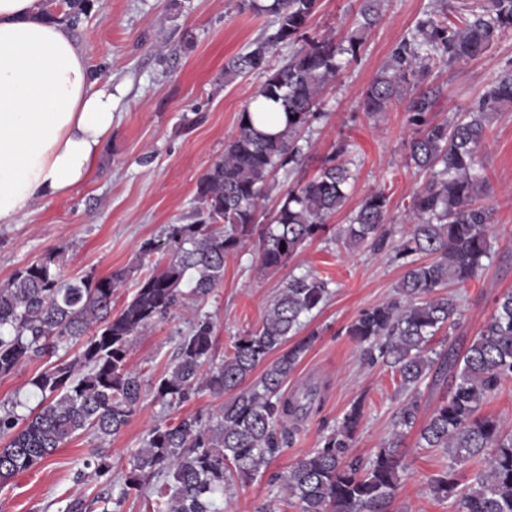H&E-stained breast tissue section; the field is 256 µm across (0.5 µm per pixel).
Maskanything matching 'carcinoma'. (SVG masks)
I'll return each instance as SVG.
<instances>
[{"instance_id": "obj_1", "label": "carcinoma", "mask_w": 512, "mask_h": 512, "mask_svg": "<svg viewBox=\"0 0 512 512\" xmlns=\"http://www.w3.org/2000/svg\"><path fill=\"white\" fill-rule=\"evenodd\" d=\"M381 0H363L350 33L338 42L326 35L307 36L317 0H241L240 8L275 17V31L224 66L226 82L243 73L265 80L255 97L280 105L285 128L257 129L268 116L247 103L238 132L224 156L198 179L194 221L169 225L165 239H148L140 252L171 251L169 263L142 277L130 301L116 314L112 297L131 274L129 269L102 277L61 279L57 254L48 253L17 271L0 287V376L19 365L58 351L73 352L31 379L41 396L26 415L17 405L0 409V486L43 465L64 444L92 432L105 440L119 434L143 399L140 375L130 367L133 340L190 295L205 300L224 279V258L255 243L261 271L288 266L303 246L329 231L326 221L343 205L351 172L340 145L309 178L281 198L267 224L257 220L259 201L269 178L302 159L299 133L317 116L320 95L330 80L358 57L366 36L380 19ZM512 30V0H486L480 10L451 21L443 12L420 21L411 37L392 51L387 64L362 94L361 107L379 116L395 103H406L408 122L418 137L410 160L432 174L410 200L409 237L397 249L405 272L396 297L363 311L347 328L367 358L399 376L407 393L394 415V432L367 465L351 455L362 417V403L351 405L342 421L321 437L318 446L276 475L298 512H395L405 437L417 431L418 447L441 448L448 468L429 479L430 492L450 501L456 512H512V433L503 421L481 414L485 401L512 381V292L501 296L492 317L460 352L428 348L433 336L455 324L457 306L440 293L451 283L474 279L491 256L490 210L481 204L488 178L476 168V154L492 115L512 106V75L492 84L477 106L452 122L435 121V95L420 88L430 64L448 66L479 57L504 32ZM303 42L286 62L273 68L270 57L280 44ZM388 196L369 193L336 233L350 247L383 246ZM432 256L429 262L413 259ZM189 285V291L182 289ZM329 282L312 274L291 275L270 302L261 324L238 337L231 354L212 361V328L203 318L181 337L176 356L153 383L161 399L181 403L206 391L230 395L215 419L205 423L187 415L176 423L154 424L142 447L118 477L112 455L96 448L84 462L88 476L110 487L106 502L117 506L130 490L156 480L153 512H216L224 483L252 480L266 470L288 439V424L318 412L316 392L285 393L284 384L317 338L298 337L303 318L320 308ZM261 374L246 380L257 368ZM452 381L450 396L417 427L419 388L426 378ZM489 457L465 484L456 466Z\"/></svg>"}]
</instances>
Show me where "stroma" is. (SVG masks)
Masks as SVG:
<instances>
[{"mask_svg":"<svg viewBox=\"0 0 512 512\" xmlns=\"http://www.w3.org/2000/svg\"><path fill=\"white\" fill-rule=\"evenodd\" d=\"M479 2L383 0L382 17L358 58L327 84L323 117L300 134L301 165L278 170L269 181L262 202L266 212L274 211L288 186L311 175L339 144H349L353 178L344 206L329 225L333 231L346 224L367 194L383 190L390 198V237L381 250L337 243L331 232L308 243L286 269L264 274L258 270L255 247L246 244L228 255L224 279L205 301L183 302L134 340L130 364L149 388L198 317L209 316L212 322L213 354L219 361L231 353L237 336L258 326L288 275L310 273L330 283V295L308 324L319 336L285 384L289 393L318 385L322 409L290 423L289 443L266 474L226 483L223 497L216 501L218 512H260L271 504L279 512H297L286 503L273 475L287 471L317 447L321 435L338 424L354 402H362L363 415L352 456L369 459L391 436L394 414L403 399L399 379L390 368L368 363L345 329L362 310L394 296L404 272L394 248L410 228L409 199L428 177L409 160L414 128L404 106L374 120L363 112L361 97L392 50L439 4H446L453 17L468 13ZM239 3L90 0L71 32L85 47L93 71L112 81V133L86 184L65 198L35 205L21 223L0 224V286L51 251L58 253L66 279L101 277L130 267L133 278L112 299L117 311L131 298L139 277L167 262L165 252L142 256L141 243L163 237L168 225L191 223L198 178L223 155L225 144L237 133L239 113L262 83L255 74L229 84L224 81L225 63L270 34L274 25L272 15L240 8ZM360 3L318 0L311 35L342 40ZM508 74L512 75V32L473 61L433 64L422 86L435 93L433 116L442 121L474 108L480 94ZM477 160L491 187L485 203L492 217V256L476 278L449 285L447 293L458 306V316L449 332L433 338L431 345L438 350L476 336L497 298L512 291V107L492 117ZM51 364V359L42 357L0 377V404L19 401L36 406L39 397L30 381ZM222 404V399L204 392L172 406L148 392L117 436L102 440L81 435L57 449L42 466L20 473L0 488V512H62L77 494L93 499V512H102L96 498L103 485L76 480L92 449L109 448L115 470H122L153 424L192 414L207 419ZM403 449L409 467L402 475L396 512H454L429 490V478L448 465L443 449L418 447L412 433Z\"/></svg>","mask_w":512,"mask_h":512,"instance_id":"obj_1","label":"stroma"}]
</instances>
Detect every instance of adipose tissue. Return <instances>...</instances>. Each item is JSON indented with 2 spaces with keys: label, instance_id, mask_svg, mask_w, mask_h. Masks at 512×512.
I'll list each match as a JSON object with an SVG mask.
<instances>
[{
  "label": "adipose tissue",
  "instance_id": "obj_1",
  "mask_svg": "<svg viewBox=\"0 0 512 512\" xmlns=\"http://www.w3.org/2000/svg\"><path fill=\"white\" fill-rule=\"evenodd\" d=\"M112 132V82L42 0H0V224L68 196Z\"/></svg>",
  "mask_w": 512,
  "mask_h": 512
}]
</instances>
